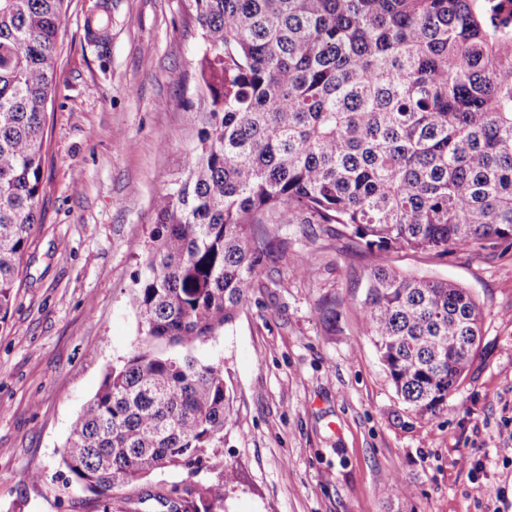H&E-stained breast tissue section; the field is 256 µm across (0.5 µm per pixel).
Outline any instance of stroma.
Returning <instances> with one entry per match:
<instances>
[{"instance_id": "35a3bbf8", "label": "stroma", "mask_w": 512, "mask_h": 512, "mask_svg": "<svg viewBox=\"0 0 512 512\" xmlns=\"http://www.w3.org/2000/svg\"><path fill=\"white\" fill-rule=\"evenodd\" d=\"M96 0H68L48 105L40 222L0 331V512H101L66 482L60 449L107 370L138 345L128 296L143 271L152 204L190 162L196 63L188 0H111L105 43L85 37ZM224 333L234 422L226 512H512V244L376 253L331 233L283 228ZM304 252L314 272L289 261ZM448 279L482 313L483 336L446 413L396 396L360 319L373 266ZM336 303L335 324L319 314ZM403 496L387 488L391 473ZM40 481H31V474Z\"/></svg>"}]
</instances>
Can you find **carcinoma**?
<instances>
[{
    "label": "carcinoma",
    "mask_w": 512,
    "mask_h": 512,
    "mask_svg": "<svg viewBox=\"0 0 512 512\" xmlns=\"http://www.w3.org/2000/svg\"><path fill=\"white\" fill-rule=\"evenodd\" d=\"M67 0H0V326L38 220L46 109ZM196 137L157 194L130 294L142 344L106 372L61 450L103 512L187 472L167 512H224V332L282 250L273 230L336 225L371 252L512 241V24L495 0H191ZM362 321L397 397L448 410L481 310L448 280L371 268ZM206 477H199L201 471Z\"/></svg>",
    "instance_id": "1"
}]
</instances>
